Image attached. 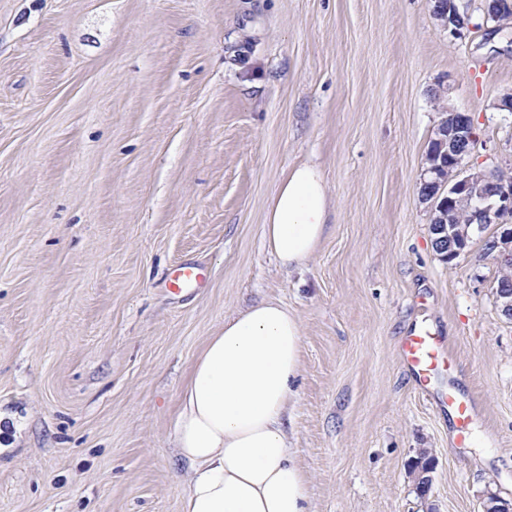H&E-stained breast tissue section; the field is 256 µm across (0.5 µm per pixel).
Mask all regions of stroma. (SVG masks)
<instances>
[{
	"label": "stroma",
	"mask_w": 512,
	"mask_h": 512,
	"mask_svg": "<svg viewBox=\"0 0 512 512\" xmlns=\"http://www.w3.org/2000/svg\"><path fill=\"white\" fill-rule=\"evenodd\" d=\"M451 35L429 0H0V512H180L179 391L261 300L302 326L287 430L313 512H482L512 501V319L472 232L453 262L419 198L440 119L512 168V28ZM312 161L336 207L286 269L271 194ZM206 268L172 293L174 267ZM455 362L421 393L400 343ZM470 400L466 440L442 393ZM431 449L432 489L409 475Z\"/></svg>",
	"instance_id": "stroma-1"
}]
</instances>
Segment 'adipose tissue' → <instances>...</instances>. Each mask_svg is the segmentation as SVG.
Listing matches in <instances>:
<instances>
[{"label": "adipose tissue", "mask_w": 512, "mask_h": 512, "mask_svg": "<svg viewBox=\"0 0 512 512\" xmlns=\"http://www.w3.org/2000/svg\"><path fill=\"white\" fill-rule=\"evenodd\" d=\"M332 209L321 168L293 166L270 199L266 249L281 266L305 264ZM301 350L298 317L274 300L227 318L209 337L174 414L175 448L192 471L182 512H312L309 479L284 428Z\"/></svg>", "instance_id": "adipose-tissue-1"}]
</instances>
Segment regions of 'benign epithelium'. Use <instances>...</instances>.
<instances>
[{
    "instance_id": "1",
    "label": "benign epithelium",
    "mask_w": 512,
    "mask_h": 512,
    "mask_svg": "<svg viewBox=\"0 0 512 512\" xmlns=\"http://www.w3.org/2000/svg\"><path fill=\"white\" fill-rule=\"evenodd\" d=\"M431 13L441 27L460 33L457 0H448L441 8L435 6ZM435 98L442 102L441 119L424 158L425 176L433 188L428 194H420L421 202L429 208L435 249L451 262L466 251L473 230L497 224L503 230L490 244V250L499 265L512 271V180L500 178L491 168L469 164L477 140L471 116L448 102L450 89L438 88ZM434 469L433 461L425 468L413 467L410 474L414 485L428 491Z\"/></svg>"
}]
</instances>
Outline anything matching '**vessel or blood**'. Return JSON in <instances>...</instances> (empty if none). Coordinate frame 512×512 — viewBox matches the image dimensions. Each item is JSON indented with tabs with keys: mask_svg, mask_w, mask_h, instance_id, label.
Returning <instances> with one entry per match:
<instances>
[{
	"mask_svg": "<svg viewBox=\"0 0 512 512\" xmlns=\"http://www.w3.org/2000/svg\"><path fill=\"white\" fill-rule=\"evenodd\" d=\"M204 278V270L196 264L184 263L178 266L170 279L172 290L199 283ZM401 360L411 373L417 388L428 392L430 384L441 369L451 365L452 360L443 347V339L426 324L418 325L401 344ZM448 406L453 411L459 437H466L468 428L474 418V409L469 400L456 394H449Z\"/></svg>",
	"mask_w": 512,
	"mask_h": 512,
	"instance_id": "vessel-or-blood-1",
	"label": "vessel or blood"
}]
</instances>
